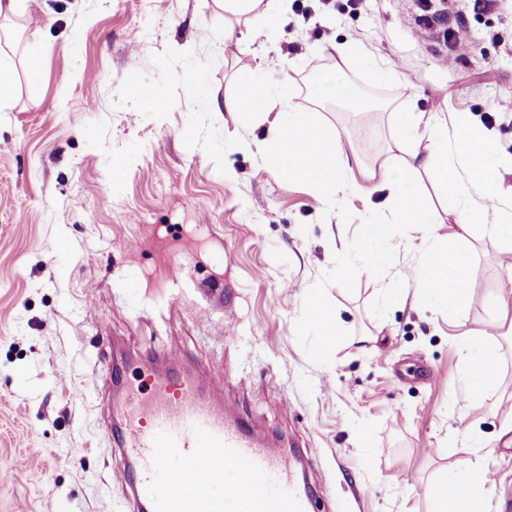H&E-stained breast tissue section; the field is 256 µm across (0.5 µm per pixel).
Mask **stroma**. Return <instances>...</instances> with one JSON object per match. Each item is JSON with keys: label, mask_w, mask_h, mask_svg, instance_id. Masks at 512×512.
I'll use <instances>...</instances> for the list:
<instances>
[{"label": "stroma", "mask_w": 512, "mask_h": 512, "mask_svg": "<svg viewBox=\"0 0 512 512\" xmlns=\"http://www.w3.org/2000/svg\"><path fill=\"white\" fill-rule=\"evenodd\" d=\"M287 4L255 42L254 17L218 0H28L0 44L15 65L0 109V512H139L110 443L113 362L162 372L175 353L181 370H223L221 397L257 438L299 450L312 512H432L442 480L468 461L486 512H512V250L475 229L457 314L387 302L418 264L421 232L398 227L393 267L369 279L355 250L362 224L389 216L383 193L320 206L310 183L273 175L262 128L232 106L242 58L309 97L306 68L339 65L362 43L395 70L377 83L351 65L376 106L309 97L308 108L362 149L365 169L411 159L394 112L416 109L452 133L464 114L510 187L512 112L499 106L512 101V0H431L428 25L419 0ZM460 24L467 38L445 41ZM134 82L165 110L143 111ZM51 241L65 254L50 257ZM171 261L185 274L175 293ZM313 289L337 337L304 324ZM485 332L497 385L473 398L458 346Z\"/></svg>", "instance_id": "stroma-1"}]
</instances>
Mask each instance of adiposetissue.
Here are the masks:
<instances>
[{"mask_svg": "<svg viewBox=\"0 0 512 512\" xmlns=\"http://www.w3.org/2000/svg\"><path fill=\"white\" fill-rule=\"evenodd\" d=\"M239 97L249 102L242 110L247 123L266 131L260 144L262 158L280 180L310 182L318 202L331 208L339 207L341 195L363 191L364 185L354 173L360 162L358 152L346 150L340 135L318 121L314 113L296 107L287 84L271 81L254 66ZM394 127L401 142L428 141L430 153L419 166L404 160L386 165L382 177L389 190L390 218L385 222L374 219L364 226L361 249L368 255L365 269L373 276L390 265L389 243L395 225L426 230L430 246L413 278L400 279L399 284L413 286L420 298L452 313L469 303L471 255L464 240L491 215L496 219L491 232L512 247V209L503 206L498 167L478 130L462 126L452 141L447 128L425 120L423 113L413 109L396 113ZM419 168L433 175L463 215L454 241L444 240L430 228L432 214L413 179ZM474 189L484 199L482 207L471 203ZM460 353L469 387L484 386L498 356L496 346L473 336L461 343ZM451 485L460 489V496L437 494L434 512H482L474 470L461 471Z\"/></svg>", "mask_w": 512, "mask_h": 512, "instance_id": "obj_1", "label": "adipose tissue"}]
</instances>
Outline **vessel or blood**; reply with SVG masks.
Masks as SVG:
<instances>
[{"label": "vessel or blood", "mask_w": 512, "mask_h": 512, "mask_svg": "<svg viewBox=\"0 0 512 512\" xmlns=\"http://www.w3.org/2000/svg\"><path fill=\"white\" fill-rule=\"evenodd\" d=\"M220 371L155 375L123 386L113 436L131 489H149L147 512H311L285 449L259 442L237 408L214 403Z\"/></svg>", "instance_id": "obj_1"}]
</instances>
